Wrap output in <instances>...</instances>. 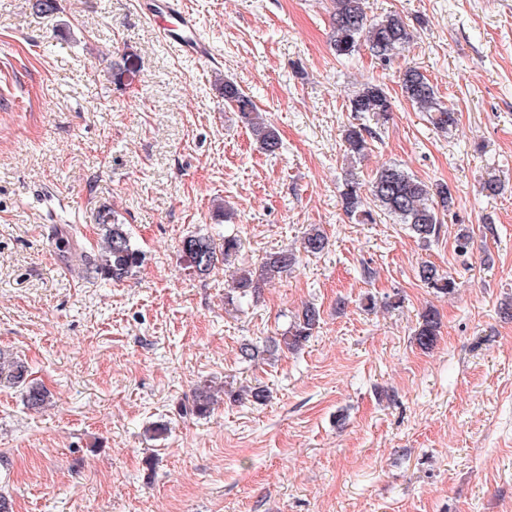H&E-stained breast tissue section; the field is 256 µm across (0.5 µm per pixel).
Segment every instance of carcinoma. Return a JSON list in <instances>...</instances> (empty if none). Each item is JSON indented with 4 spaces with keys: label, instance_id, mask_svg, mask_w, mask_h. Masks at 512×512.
I'll list each match as a JSON object with an SVG mask.
<instances>
[{
    "label": "carcinoma",
    "instance_id": "cac0c4a2",
    "mask_svg": "<svg viewBox=\"0 0 512 512\" xmlns=\"http://www.w3.org/2000/svg\"><path fill=\"white\" fill-rule=\"evenodd\" d=\"M331 47L336 57L348 58L365 47L371 56L387 65L393 57L412 39V32L404 20L397 14H389L380 20L367 17L364 0H331ZM224 103L239 114L250 130L259 147L269 155L279 152L282 141L278 130L270 123L260 119L259 107L253 97L238 84L224 80L220 85ZM401 91L405 98L428 114L430 123L444 132L457 124V112L442 104L436 95L434 86L418 69L405 68L401 79ZM349 111L355 114L371 112L385 116L392 111L391 97L385 89L372 82H366L349 99ZM364 127L350 125L345 129L344 141L347 155H363L367 148ZM368 196L379 211L396 224H403L418 239L427 242L439 232L440 215L454 207L455 201L448 185L429 184L411 175L396 165L380 168L367 188ZM340 199L345 215L358 224H372L376 221L374 210L368 206L360 183L345 179L340 191ZM97 224L102 230L103 243L96 253L80 251L77 261L86 272L95 273L105 279L122 281L132 275L141 262V254L131 242L125 224L110 208L98 211ZM328 245L323 229L311 226L302 237V248L307 254L322 253ZM181 251L186 269L198 277L208 275L218 261L216 248L210 238L202 235H190L183 239ZM297 263V257L291 250H282L267 254L259 266L244 268L236 273L232 280L226 302L234 305L238 300L259 293L260 285L288 273ZM419 277L424 284L435 292L448 295L454 292L455 282L447 274L430 263L419 267ZM320 311L307 304L293 315V319L282 335L271 341L266 349L260 351L250 343L240 347L244 361H253L261 356H273L278 352L296 351L306 342L319 326ZM440 328L439 318L429 310L422 315V322L415 331V340L420 348L428 349L434 344ZM251 401L262 404L268 398L267 390L261 387H247L245 393L228 391L229 399L237 402L242 395ZM51 394L43 386L31 384L25 392V402L31 409H42L50 403ZM214 404L209 381L199 385L192 402L184 405V415L203 416Z\"/></svg>",
    "mask_w": 512,
    "mask_h": 512
}]
</instances>
